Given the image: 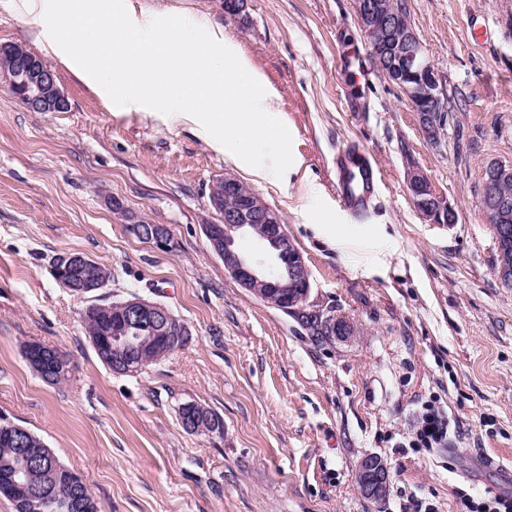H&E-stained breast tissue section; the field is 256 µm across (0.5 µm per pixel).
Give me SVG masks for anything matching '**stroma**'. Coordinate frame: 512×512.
<instances>
[{
  "instance_id": "35a3bbf8",
  "label": "stroma",
  "mask_w": 512,
  "mask_h": 512,
  "mask_svg": "<svg viewBox=\"0 0 512 512\" xmlns=\"http://www.w3.org/2000/svg\"><path fill=\"white\" fill-rule=\"evenodd\" d=\"M136 16L206 19L240 46L277 94L292 136L283 178H255L192 124L113 105L51 61L68 99L33 112L0 83V414L38 435L82 476L102 512H461L458 489L506 491L512 466V286L480 197L485 168L512 164V0H405L450 114L429 141L399 90L372 72L349 91L348 49L371 55L354 0H131ZM37 25L0 8V43L39 52ZM364 147L381 172L366 223L336 201L333 158ZM456 210H415L409 169ZM233 174L284 218L311 275L313 311L345 319L330 339L248 293L210 249V186ZM118 198L123 212L112 211ZM166 225L162 251L128 224ZM342 241H334L335 231ZM112 271L107 300L166 305L185 345L135 376L114 374L82 325L83 300L51 274L62 253ZM65 353L44 382L23 347ZM219 414L224 435L187 433L180 404ZM448 444L412 447L427 405ZM380 456L383 499L356 471ZM356 479L367 498L382 499L389 487V470L380 456L367 455L358 465Z\"/></svg>"
}]
</instances>
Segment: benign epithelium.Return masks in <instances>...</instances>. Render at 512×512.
Returning a JSON list of instances; mask_svg holds the SVG:
<instances>
[{
  "label": "benign epithelium",
  "instance_id": "1",
  "mask_svg": "<svg viewBox=\"0 0 512 512\" xmlns=\"http://www.w3.org/2000/svg\"><path fill=\"white\" fill-rule=\"evenodd\" d=\"M358 23L374 54L384 60L381 75L400 89L418 112L419 123L426 137L439 139L445 97L439 90L435 68L425 55L413 26L392 8L389 0H355ZM0 78L4 79L13 97L33 112H62L68 102L60 89L52 68L37 54L14 43L0 44ZM408 190L421 217L432 224L456 223L453 206L438 195L428 177L419 169L407 174ZM512 182V165L494 163L485 170L481 198L484 206L501 221L498 228L499 279L512 281V203L502 193V187ZM213 209L219 216L215 224L204 225L212 251L224 260L225 269L250 294L266 304L294 315L307 306L311 292L310 272L306 261L288 234L278 211L259 194L243 193L239 179L231 174L213 181L210 191ZM131 230L139 238L162 251L175 247L169 228L137 220ZM245 232L262 247L268 264L250 260L236 248V237ZM97 262L82 253L68 252L53 260L54 279L80 299H94L106 284L95 275ZM108 305L120 313V320L90 337L96 349L110 347L112 372L137 375L141 370L138 343L148 333L160 340L161 354L168 355L178 348L179 338L188 335L185 324L164 304L139 295ZM32 368L43 376L59 377L68 374L67 367L56 349L33 343L25 353ZM179 415L190 430L205 431L221 437L220 420L187 401L180 405ZM26 429L0 414V434L18 440ZM356 479L362 493L370 499L385 497L389 487V470L378 455H367L359 463Z\"/></svg>",
  "mask_w": 512,
  "mask_h": 512
}]
</instances>
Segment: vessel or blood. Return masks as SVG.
Wrapping results in <instances>:
<instances>
[{"instance_id": "obj_1", "label": "vessel or blood", "mask_w": 512, "mask_h": 512, "mask_svg": "<svg viewBox=\"0 0 512 512\" xmlns=\"http://www.w3.org/2000/svg\"><path fill=\"white\" fill-rule=\"evenodd\" d=\"M336 198L339 205L358 221L365 220L368 206L379 191L378 167L365 150L341 149L336 154Z\"/></svg>"}]
</instances>
